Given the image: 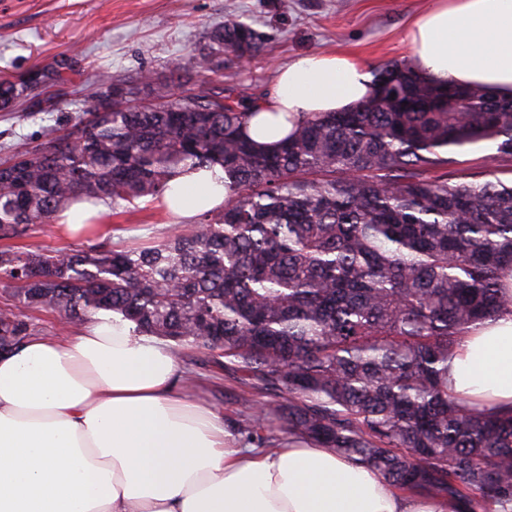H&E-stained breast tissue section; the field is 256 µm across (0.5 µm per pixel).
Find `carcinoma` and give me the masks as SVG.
I'll use <instances>...</instances> for the list:
<instances>
[{
    "instance_id": "carcinoma-1",
    "label": "carcinoma",
    "mask_w": 512,
    "mask_h": 512,
    "mask_svg": "<svg viewBox=\"0 0 512 512\" xmlns=\"http://www.w3.org/2000/svg\"><path fill=\"white\" fill-rule=\"evenodd\" d=\"M266 38L235 13L195 49L197 92L160 78L101 76L79 115L0 161V289L65 326L101 311L171 348L210 352L238 377L239 441L290 437L383 473L448 512H512V411L477 410L448 391L464 329L512 295V181L448 178L451 154L493 141L512 156V100L477 86L421 82L405 63L348 112H309L272 148L245 134L261 96L232 95L226 64ZM0 78V111L47 75ZM224 168V207L171 225L147 246L14 245L75 202L160 197L178 171ZM36 325L0 313V347Z\"/></svg>"
}]
</instances>
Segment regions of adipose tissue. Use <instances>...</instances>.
<instances>
[{"instance_id": "ef3b65f1", "label": "adipose tissue", "mask_w": 512, "mask_h": 512, "mask_svg": "<svg viewBox=\"0 0 512 512\" xmlns=\"http://www.w3.org/2000/svg\"><path fill=\"white\" fill-rule=\"evenodd\" d=\"M410 67L430 83L512 98V0H428L409 32ZM370 67L338 51L279 68L249 135L292 129L287 114L346 112L373 98ZM221 168L185 171L161 204L190 220L224 203ZM168 343L98 313L71 336L36 334L0 351V512H448L383 475L299 439L236 445ZM448 389L481 408H512V313L469 327Z\"/></svg>"}]
</instances>
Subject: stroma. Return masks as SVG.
I'll return each instance as SVG.
<instances>
[{"mask_svg":"<svg viewBox=\"0 0 512 512\" xmlns=\"http://www.w3.org/2000/svg\"><path fill=\"white\" fill-rule=\"evenodd\" d=\"M426 0H0V77L34 69L49 74L63 97L51 112H0V158L42 142L48 126L65 124L75 107L70 92L99 75L161 73L194 67L205 32L223 23L227 11L242 16L269 37L265 53L245 67L223 70L225 89L271 90L277 69L294 58L343 51L371 67L409 59V28ZM448 176L468 181L484 171L512 179V157H491L480 144L455 154ZM106 226L122 227L126 241L146 243L174 224L158 201L110 207ZM183 367L201 374L196 397L225 420L237 416V384L218 369L200 368L202 350L184 347Z\"/></svg>","mask_w":512,"mask_h":512,"instance_id":"1","label":"stroma"}]
</instances>
